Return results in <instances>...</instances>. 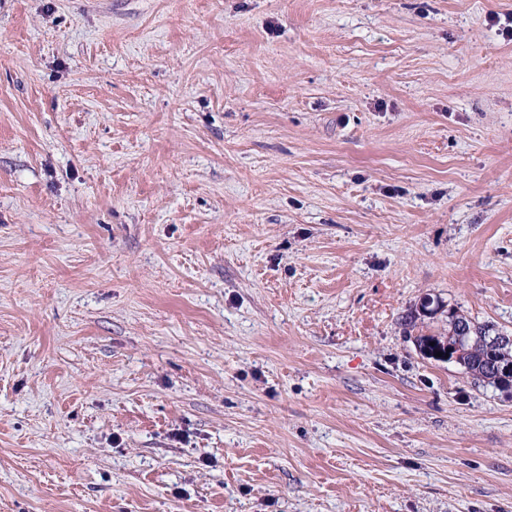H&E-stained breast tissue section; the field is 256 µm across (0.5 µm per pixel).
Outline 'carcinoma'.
<instances>
[{
    "label": "carcinoma",
    "mask_w": 512,
    "mask_h": 512,
    "mask_svg": "<svg viewBox=\"0 0 512 512\" xmlns=\"http://www.w3.org/2000/svg\"><path fill=\"white\" fill-rule=\"evenodd\" d=\"M460 335L464 336V340H458ZM499 335L500 330L493 325L474 323L464 316L451 313L448 316V338L421 334L415 338V341L421 355L435 361L444 360V357L432 354L435 348L438 347L444 351L453 350L457 345L461 346L462 354L459 356V364L472 376L474 382L490 386L492 372L489 370L491 360L487 359V348Z\"/></svg>",
    "instance_id": "cac0c4a2"
}]
</instances>
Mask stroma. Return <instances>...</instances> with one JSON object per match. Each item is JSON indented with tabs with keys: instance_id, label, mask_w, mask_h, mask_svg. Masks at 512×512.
Returning <instances> with one entry per match:
<instances>
[{
	"instance_id": "stroma-1",
	"label": "stroma",
	"mask_w": 512,
	"mask_h": 512,
	"mask_svg": "<svg viewBox=\"0 0 512 512\" xmlns=\"http://www.w3.org/2000/svg\"><path fill=\"white\" fill-rule=\"evenodd\" d=\"M511 28L0 0V512H512ZM460 316L453 312L449 313L448 338L421 334L415 338L417 347L425 358L444 361L445 350L457 351L455 346L459 343L463 353L460 356V352L454 353L452 360H456L459 356L458 363L464 367L463 369L467 374L472 376L475 384L486 383L488 386H492L493 383L488 380L492 377V372L489 370L491 360L487 359V348L490 346V342L501 334V330L496 329L494 325L475 324L470 319H466L465 316ZM461 321H465L466 324L464 333L459 332ZM458 336L461 338L465 336L464 340L459 342ZM430 342H434V346H431ZM437 347L441 350V357L428 352V350L433 352ZM506 343L512 344V336H500L494 342V349H498L496 356H500L509 361L495 360L493 352H491V358L495 360L493 362V369L496 373L495 379L499 387L503 390L512 389V362H510L512 361V346L511 348H498Z\"/></svg>"
}]
</instances>
